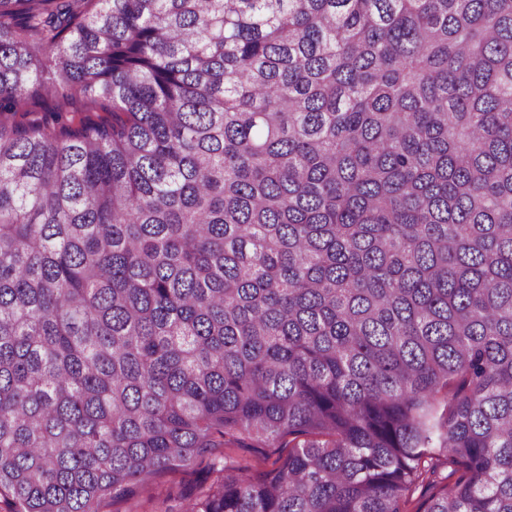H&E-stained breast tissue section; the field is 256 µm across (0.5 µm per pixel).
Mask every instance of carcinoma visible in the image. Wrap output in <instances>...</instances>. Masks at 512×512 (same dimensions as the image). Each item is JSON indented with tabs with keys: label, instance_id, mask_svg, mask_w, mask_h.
<instances>
[{
	"label": "carcinoma",
	"instance_id": "carcinoma-1",
	"mask_svg": "<svg viewBox=\"0 0 512 512\" xmlns=\"http://www.w3.org/2000/svg\"><path fill=\"white\" fill-rule=\"evenodd\" d=\"M205 457L185 512H512V0H0V506ZM287 444V448H254L250 452H244L232 444L219 448L224 452V466L236 467L239 463L247 462L255 469L271 468L279 464L288 454V439L281 442Z\"/></svg>",
	"mask_w": 512,
	"mask_h": 512
}]
</instances>
